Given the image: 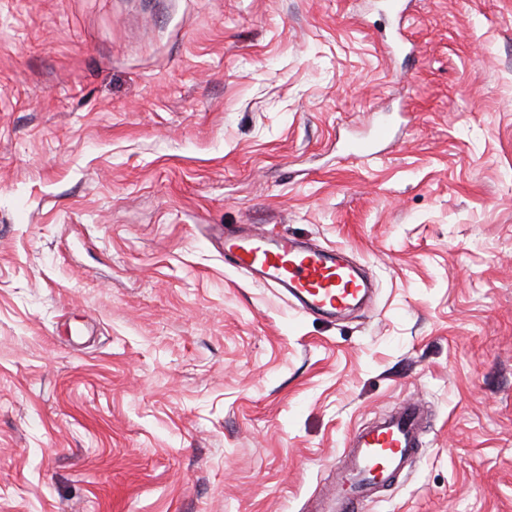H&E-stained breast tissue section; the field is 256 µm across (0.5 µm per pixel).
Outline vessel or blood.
<instances>
[{
	"label": "vessel or blood",
	"instance_id": "1",
	"mask_svg": "<svg viewBox=\"0 0 512 512\" xmlns=\"http://www.w3.org/2000/svg\"><path fill=\"white\" fill-rule=\"evenodd\" d=\"M224 255L234 266L279 288L301 310L333 317L359 306L367 280L339 249H319L284 234L257 227L224 231ZM423 428L420 406L400 405L378 424L356 431L337 467L336 482L315 512H354L390 485L406 468Z\"/></svg>",
	"mask_w": 512,
	"mask_h": 512
}]
</instances>
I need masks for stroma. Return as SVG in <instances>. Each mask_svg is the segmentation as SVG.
Masks as SVG:
<instances>
[{"label": "stroma", "instance_id": "35a3bbf8", "mask_svg": "<svg viewBox=\"0 0 512 512\" xmlns=\"http://www.w3.org/2000/svg\"><path fill=\"white\" fill-rule=\"evenodd\" d=\"M0 0V512H512V0ZM394 117L363 160L349 141ZM341 248L318 322L223 228ZM423 429L416 402H406L378 424L356 431L337 467L336 483L324 493L315 512H354L390 485L415 454Z\"/></svg>", "mask_w": 512, "mask_h": 512}]
</instances>
